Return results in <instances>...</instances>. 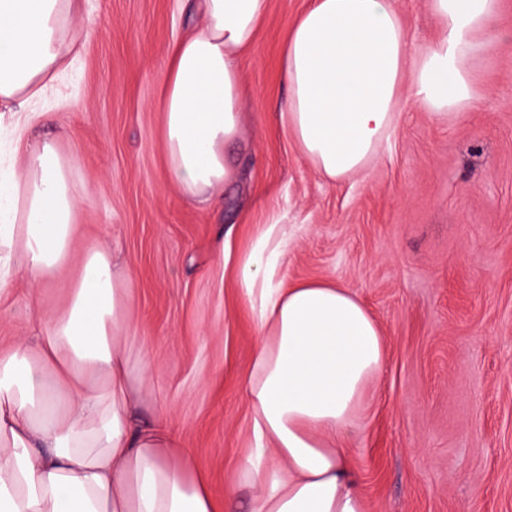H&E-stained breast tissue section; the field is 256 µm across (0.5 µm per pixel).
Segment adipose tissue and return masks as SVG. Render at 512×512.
Wrapping results in <instances>:
<instances>
[{
	"label": "adipose tissue",
	"instance_id": "1",
	"mask_svg": "<svg viewBox=\"0 0 512 512\" xmlns=\"http://www.w3.org/2000/svg\"><path fill=\"white\" fill-rule=\"evenodd\" d=\"M200 22L170 48L160 108L172 179L212 204L234 171L243 52L268 0H188ZM434 46L409 39L394 0H312L279 69L281 123L330 181L367 171L399 117V92L440 115L476 98L472 62L500 0H430ZM94 21L82 0H0V112L18 128ZM21 177L0 184V305L27 277L46 285L72 260L76 193L60 138L17 141ZM292 232L263 225L235 278L259 339L242 382L249 448L216 499L166 417L143 418L150 356L134 346L130 269L89 242L68 303L24 341L0 342V512H366L344 430L381 373V329L351 288L278 279Z\"/></svg>",
	"mask_w": 512,
	"mask_h": 512
}]
</instances>
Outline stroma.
<instances>
[{
    "instance_id": "35a3bbf8",
    "label": "stroma",
    "mask_w": 512,
    "mask_h": 512,
    "mask_svg": "<svg viewBox=\"0 0 512 512\" xmlns=\"http://www.w3.org/2000/svg\"><path fill=\"white\" fill-rule=\"evenodd\" d=\"M310 0H269L242 63L237 170L216 206L177 191L159 108L168 49L194 25L183 0H85L94 30L60 70L27 132L60 127L74 158L79 231L49 287L18 279L0 337L30 335L64 306L90 240L134 277L129 317L152 353L164 413L216 496L247 446L239 381L258 335L222 250L238 255L271 220L293 242L283 283L353 288L387 356L347 436L367 512H512V0L474 67L472 107L436 117L401 97L379 160L322 177L280 124L278 72L289 25ZM415 45L434 44L429 0H396Z\"/></svg>"
}]
</instances>
